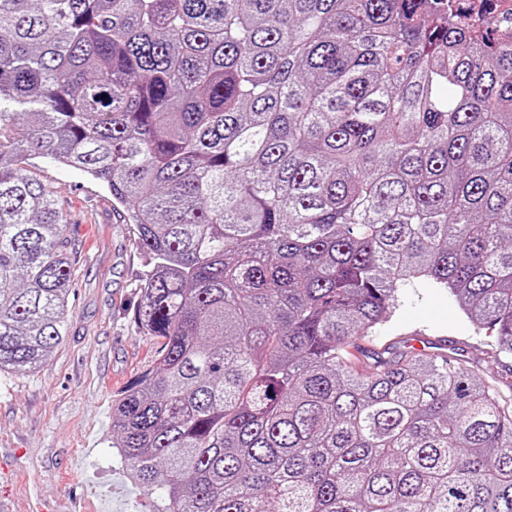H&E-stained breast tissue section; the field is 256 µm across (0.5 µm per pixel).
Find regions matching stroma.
I'll use <instances>...</instances> for the list:
<instances>
[{"mask_svg": "<svg viewBox=\"0 0 512 512\" xmlns=\"http://www.w3.org/2000/svg\"><path fill=\"white\" fill-rule=\"evenodd\" d=\"M25 167L66 213L77 254L63 341L39 369L0 376V512H153L157 496L130 480L112 446V402L160 349L135 322L145 260L100 185L43 157ZM364 343L370 354L448 353L512 396V358L485 363L488 331L429 281L402 285L396 309Z\"/></svg>", "mask_w": 512, "mask_h": 512, "instance_id": "35a3bbf8", "label": "stroma"}]
</instances>
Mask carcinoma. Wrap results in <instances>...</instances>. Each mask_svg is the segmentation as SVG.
Here are the masks:
<instances>
[{"mask_svg": "<svg viewBox=\"0 0 512 512\" xmlns=\"http://www.w3.org/2000/svg\"><path fill=\"white\" fill-rule=\"evenodd\" d=\"M133 225L163 340L112 404L155 512H512V403L347 348L425 277L512 357V33L431 0H0V375L65 336L33 154Z\"/></svg>", "mask_w": 512, "mask_h": 512, "instance_id": "1", "label": "carcinoma"}]
</instances>
